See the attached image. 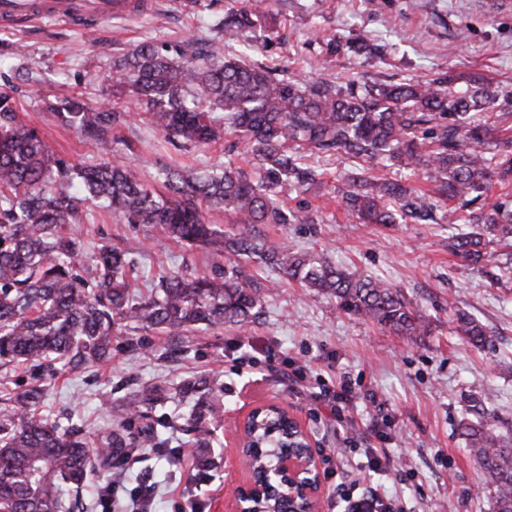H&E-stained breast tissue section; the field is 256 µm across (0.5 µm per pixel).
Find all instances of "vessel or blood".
<instances>
[{"mask_svg":"<svg viewBox=\"0 0 512 512\" xmlns=\"http://www.w3.org/2000/svg\"><path fill=\"white\" fill-rule=\"evenodd\" d=\"M141 7L140 0H0V21L52 18L79 24L91 17L108 19L130 14Z\"/></svg>","mask_w":512,"mask_h":512,"instance_id":"1","label":"vessel or blood"}]
</instances>
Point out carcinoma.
Listing matches in <instances>:
<instances>
[{
	"label": "carcinoma",
	"instance_id": "obj_1",
	"mask_svg": "<svg viewBox=\"0 0 512 512\" xmlns=\"http://www.w3.org/2000/svg\"><path fill=\"white\" fill-rule=\"evenodd\" d=\"M272 17L271 0H243L214 27L235 39ZM337 52L371 55L362 40L333 43ZM115 91L127 92L149 122L183 146L206 148L228 136L240 139L254 171L231 163L215 169L163 165L160 195L139 172L108 155L123 144L114 135L123 122L109 102L95 106L56 98L47 109L61 123L98 145L104 158L76 163L58 154L33 126L21 123L12 90H0V372L20 365L33 371L31 386L0 396V512H80L89 475L134 449L126 436L133 417L144 420L140 444L161 447L149 410L186 405L174 415L194 433L192 470L217 467L214 430L224 422V394L202 377L176 385H147L116 405V416L94 444L83 430L39 412L47 381L64 371L112 361V337L130 326L191 339L245 322L263 304L250 285L243 257L256 255L311 292L383 330L418 336L424 315L399 286L381 278L354 277L314 253L258 244L250 233L226 235L206 211L222 209L248 228L253 224H315V214L286 210L277 190L320 187L309 165L315 154L384 159L416 167L431 187L392 181L361 167L337 189L346 212L360 224L423 219L444 199L454 203L442 219L476 230L448 239V251L465 261L495 259L497 280H512V137L487 119L512 99L480 77L444 73L427 81L345 85L284 76L280 66L224 57V45L204 51L194 43L142 44L113 61ZM499 195L489 201L492 189ZM100 208L129 224L160 227L168 236L206 246L224 260L215 276L169 270L149 294L138 291L133 250L93 245L66 230ZM450 323L473 345L489 342L485 325L457 310ZM462 435L492 492V512H512V431L482 420L461 421Z\"/></svg>",
	"mask_w": 512,
	"mask_h": 512
}]
</instances>
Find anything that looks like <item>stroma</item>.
Instances as JSON below:
<instances>
[{"mask_svg": "<svg viewBox=\"0 0 512 512\" xmlns=\"http://www.w3.org/2000/svg\"><path fill=\"white\" fill-rule=\"evenodd\" d=\"M138 14L74 26L41 20L22 27L0 26V74L13 76L15 98L24 123L38 127L59 153L77 162H96V145L60 125L47 112L43 95L77 96L88 103L113 98L115 57L144 43L176 45L211 37L205 20L217 17L235 0L191 12L178 0H148ZM281 45L264 51L265 27L228 42L224 53L239 54L243 43L251 58H274L290 73L329 82L370 79L400 83L452 71L483 75L493 86L512 91V0H273ZM365 38L384 52L370 59L328 56L330 39ZM25 46L13 55L14 42ZM33 69L40 88L18 80ZM114 100L118 112L131 110L129 98ZM126 141L123 161L154 183L159 165L202 167L227 161L248 167L247 155L215 144L206 151L165 142L147 121H127L116 128ZM323 190H282L286 209L307 208L318 224L256 225L267 245L324 255L348 271L385 278L417 304L428 327L424 335L402 336L340 311L333 299L309 294L257 258L247 259V276L267 288L259 312L241 326L224 328L189 343L158 332L127 330L114 339L112 362L101 368L65 372L55 378L41 404L43 414L72 416L91 440H99L114 403L143 384L218 375L224 407L279 398L305 423L322 461L324 496L320 512H340L343 497L371 489L392 497L400 512H492L490 492L482 482L461 434V421L494 419L512 429V282L499 285L492 263L473 267L448 251L455 224L411 221L405 224H358L344 211L333 188L353 160L344 155L313 158ZM82 234L96 243L135 249L141 268L160 273L182 265L213 271L215 255L145 224H127L104 211ZM476 315L491 341L475 347L456 336L449 308ZM141 341L134 350L130 341ZM269 345L272 357L252 361L232 357L235 344ZM311 365L314 387L347 383L363 414L354 428L339 422L323 401L295 391L285 360ZM376 449L386 475L349 472L339 464L364 461ZM211 476L195 478L188 465L171 468L164 453L143 454L98 470L85 495V512H102L98 491L112 490V512H134L133 490L139 481L153 485L151 512H229L225 487L240 484L243 474L230 448L217 450Z\"/></svg>", "mask_w": 512, "mask_h": 512, "instance_id": "obj_1", "label": "stroma"}]
</instances>
